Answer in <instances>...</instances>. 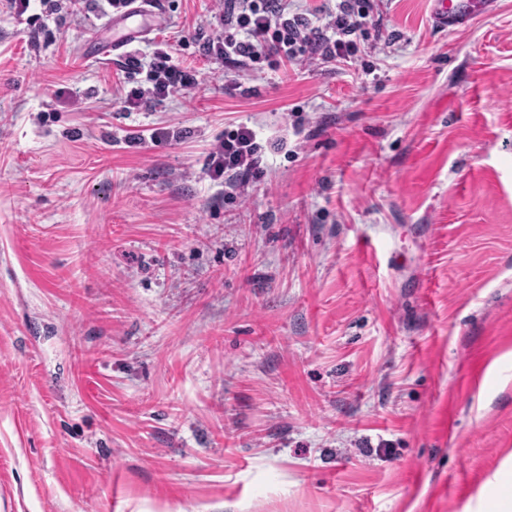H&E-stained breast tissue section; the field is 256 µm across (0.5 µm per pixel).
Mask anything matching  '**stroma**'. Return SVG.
Instances as JSON below:
<instances>
[{
    "mask_svg": "<svg viewBox=\"0 0 512 512\" xmlns=\"http://www.w3.org/2000/svg\"><path fill=\"white\" fill-rule=\"evenodd\" d=\"M157 3L200 84L128 112L103 0H0V512H512V0L234 73ZM261 145L246 125L225 129L208 156L209 171L214 177L224 176V186L231 190L259 184L266 171L261 167Z\"/></svg>",
    "mask_w": 512,
    "mask_h": 512,
    "instance_id": "obj_1",
    "label": "stroma"
}]
</instances>
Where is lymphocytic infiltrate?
<instances>
[{
  "mask_svg": "<svg viewBox=\"0 0 512 512\" xmlns=\"http://www.w3.org/2000/svg\"><path fill=\"white\" fill-rule=\"evenodd\" d=\"M209 33L198 34L200 56L229 68H245L261 60H286L312 67L354 55L370 0H339L331 13H292L288 0H218ZM127 79L148 72L149 88H131L126 109L152 108L175 93H190L199 83L196 68L175 61L170 50H156L150 60L128 53L120 64ZM212 176L236 190L259 184L266 172L261 146L245 125L225 130L208 156Z\"/></svg>",
  "mask_w": 512,
  "mask_h": 512,
  "instance_id": "lymphocytic-infiltrate-1",
  "label": "lymphocytic infiltrate"
}]
</instances>
